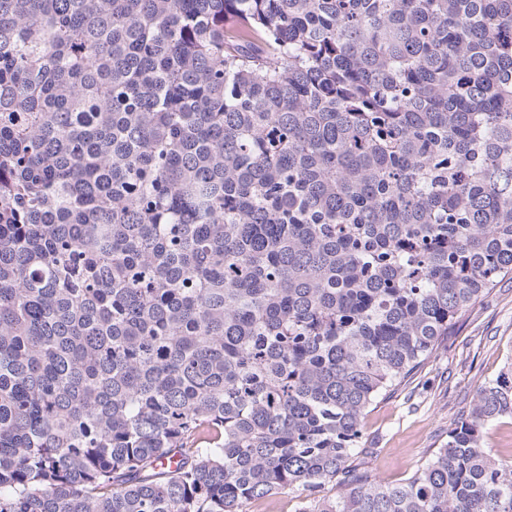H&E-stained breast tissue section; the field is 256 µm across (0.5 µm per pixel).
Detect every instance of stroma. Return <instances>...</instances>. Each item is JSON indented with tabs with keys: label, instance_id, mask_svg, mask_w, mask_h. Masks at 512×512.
I'll list each match as a JSON object with an SVG mask.
<instances>
[{
	"label": "stroma",
	"instance_id": "35a3bbf8",
	"mask_svg": "<svg viewBox=\"0 0 512 512\" xmlns=\"http://www.w3.org/2000/svg\"><path fill=\"white\" fill-rule=\"evenodd\" d=\"M512 363V282L494 288L459 323L410 385L372 406L362 429L376 448L366 466L402 482L425 462L477 390Z\"/></svg>",
	"mask_w": 512,
	"mask_h": 512
}]
</instances>
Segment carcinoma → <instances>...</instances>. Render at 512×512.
Here are the masks:
<instances>
[{
    "label": "carcinoma",
    "mask_w": 512,
    "mask_h": 512,
    "mask_svg": "<svg viewBox=\"0 0 512 512\" xmlns=\"http://www.w3.org/2000/svg\"><path fill=\"white\" fill-rule=\"evenodd\" d=\"M505 279L512 0H0V512H512L363 466Z\"/></svg>",
    "instance_id": "obj_1"
}]
</instances>
